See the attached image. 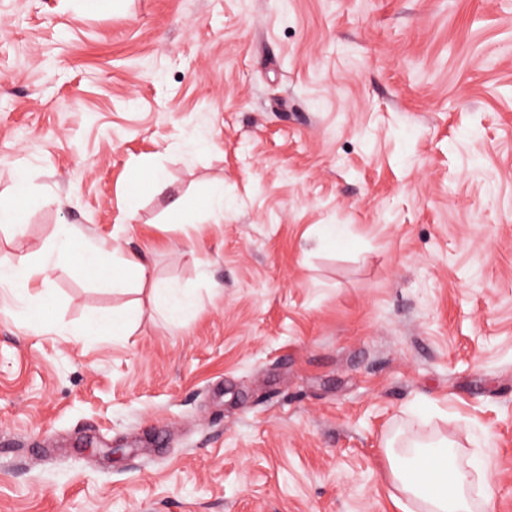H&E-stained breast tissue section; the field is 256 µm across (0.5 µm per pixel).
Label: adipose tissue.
<instances>
[{"label": "adipose tissue", "mask_w": 512, "mask_h": 512, "mask_svg": "<svg viewBox=\"0 0 512 512\" xmlns=\"http://www.w3.org/2000/svg\"><path fill=\"white\" fill-rule=\"evenodd\" d=\"M107 261L112 264L113 282L150 284L171 319H182L194 308V300L181 288L149 282L148 270L139 256L105 253L101 245L70 225L58 227L39 260L22 256L10 265H0V287L35 292L37 299L49 306L53 303L48 285L49 272L70 269L92 276ZM389 469L395 489L420 499L427 505V512H472L467 495L470 474L459 465L455 453L446 445L392 455Z\"/></svg>", "instance_id": "ef3b65f1"}]
</instances>
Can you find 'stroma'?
Wrapping results in <instances>:
<instances>
[{
    "label": "stroma",
    "instance_id": "1",
    "mask_svg": "<svg viewBox=\"0 0 512 512\" xmlns=\"http://www.w3.org/2000/svg\"><path fill=\"white\" fill-rule=\"evenodd\" d=\"M18 165L0 263L70 224L196 307L0 290V512H422L386 447L441 436L512 512V0H0ZM17 183L16 192L9 198L0 197V224L11 225L15 229L22 227L19 224L20 216L26 209L28 203V177L23 169H18L15 174ZM150 286L163 309L173 320H181L195 307L194 300L177 286L162 287L156 282H151ZM115 317L110 312H92L88 315L77 336H104L112 329V335H116Z\"/></svg>",
    "mask_w": 512,
    "mask_h": 512
}]
</instances>
